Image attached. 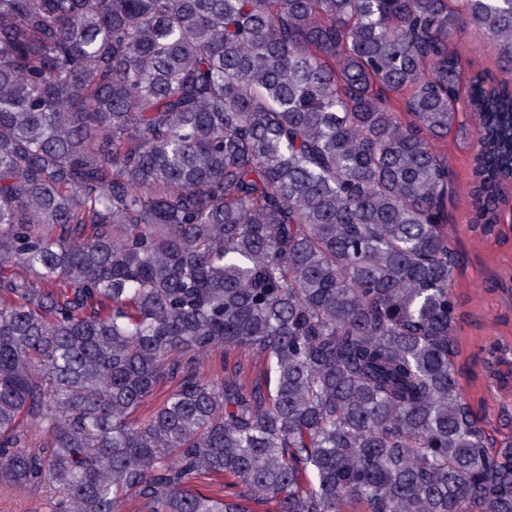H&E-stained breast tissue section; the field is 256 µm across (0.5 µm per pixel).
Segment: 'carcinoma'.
<instances>
[{
    "instance_id": "obj_1",
    "label": "carcinoma",
    "mask_w": 512,
    "mask_h": 512,
    "mask_svg": "<svg viewBox=\"0 0 512 512\" xmlns=\"http://www.w3.org/2000/svg\"><path fill=\"white\" fill-rule=\"evenodd\" d=\"M469 24L512 70V0H0V485H49L46 512H512V440L452 363L435 143ZM466 105L488 235L512 91L476 72Z\"/></svg>"
}]
</instances>
